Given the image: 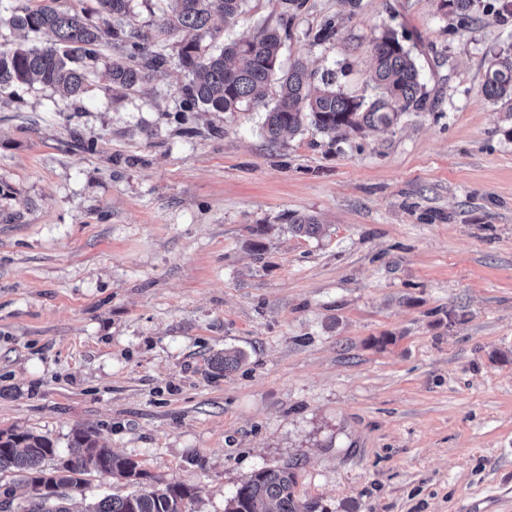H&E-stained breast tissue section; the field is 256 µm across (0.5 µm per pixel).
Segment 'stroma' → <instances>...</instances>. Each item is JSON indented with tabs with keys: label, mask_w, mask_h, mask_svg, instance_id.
Wrapping results in <instances>:
<instances>
[{
	"label": "stroma",
	"mask_w": 512,
	"mask_h": 512,
	"mask_svg": "<svg viewBox=\"0 0 512 512\" xmlns=\"http://www.w3.org/2000/svg\"><path fill=\"white\" fill-rule=\"evenodd\" d=\"M303 2L280 69L299 58L371 98L391 29L426 109L273 146L277 85L262 107L190 111L173 58L113 88L109 41L83 100L0 91V430L62 453L95 431L194 489L186 512H224L255 471L293 462L296 496L327 512H512V112L481 92L512 14ZM279 13L245 0L196 39L212 51ZM291 212L319 233L290 232ZM227 348L246 358L215 373Z\"/></svg>",
	"instance_id": "1"
}]
</instances>
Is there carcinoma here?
Listing matches in <instances>:
<instances>
[{"mask_svg": "<svg viewBox=\"0 0 512 512\" xmlns=\"http://www.w3.org/2000/svg\"><path fill=\"white\" fill-rule=\"evenodd\" d=\"M101 23L92 24L86 9H63L60 0H31L16 8L8 19L10 29L32 35L23 43L0 44V90L35 83L66 96L79 98L88 90L89 68L97 61L96 46L110 39L125 50L126 59L109 65L112 86L130 91L143 84L149 73L164 67L166 56L151 49V37L127 31L111 19L128 13L129 0H94ZM170 14L160 28L163 35L184 34L177 45L180 67L191 75L183 87L188 110L237 112L243 106L263 104L266 89L276 76V65L296 13L303 0H279L280 25L265 28L251 40L224 45L217 55H206L195 33L207 30L216 15L233 21L243 0H169ZM476 0H440L466 23ZM374 66L369 82L376 90L369 101L345 93L336 80L320 79L302 60L295 61L278 78L280 94L265 112L263 132L271 143L285 133H295L307 124L323 133L342 129L360 130L391 126L407 112H419L426 104L424 84L411 55L392 31L373 41ZM483 95L512 109V52L491 58L481 87ZM288 224L297 235L319 232L318 218L293 213ZM245 355L226 350L214 356L217 372L237 368ZM12 473L29 487L27 505L21 512H70L62 505L64 490H79L84 476L96 473L118 477L133 487L120 495H107L88 505L84 512H185V502L195 492L178 483H158L128 457L99 445L84 429L74 431L68 454L58 453L54 442L32 432L0 431V475ZM295 474L289 467L265 468L241 483L227 504V512H325L317 502H301L294 492Z\"/></svg>", "mask_w": 512, "mask_h": 512, "instance_id": "obj_1", "label": "carcinoma"}]
</instances>
